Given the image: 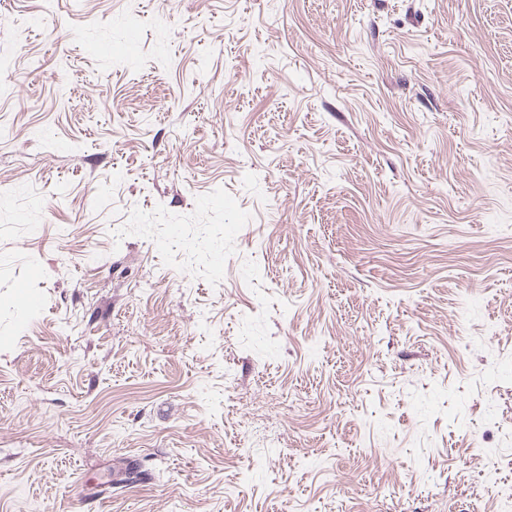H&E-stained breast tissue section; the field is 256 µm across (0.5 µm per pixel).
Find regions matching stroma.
Here are the masks:
<instances>
[{"label": "stroma", "instance_id": "35a3bbf8", "mask_svg": "<svg viewBox=\"0 0 512 512\" xmlns=\"http://www.w3.org/2000/svg\"><path fill=\"white\" fill-rule=\"evenodd\" d=\"M0 55V512H498L512 0H0Z\"/></svg>", "mask_w": 512, "mask_h": 512}]
</instances>
